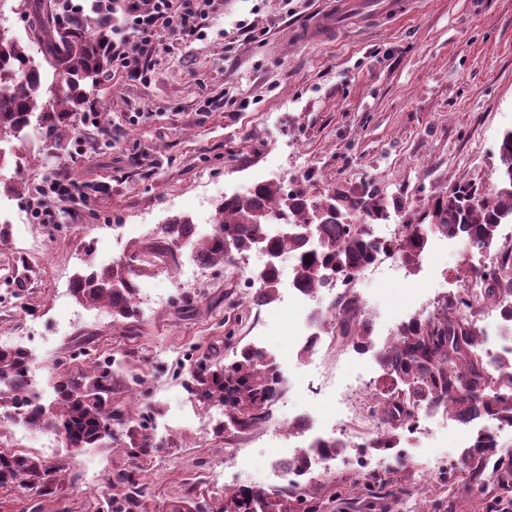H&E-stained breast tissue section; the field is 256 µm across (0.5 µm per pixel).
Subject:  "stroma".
I'll use <instances>...</instances> for the list:
<instances>
[{
	"mask_svg": "<svg viewBox=\"0 0 512 512\" xmlns=\"http://www.w3.org/2000/svg\"><path fill=\"white\" fill-rule=\"evenodd\" d=\"M321 0H216L206 39L163 36L151 57L153 75L139 82L117 72L105 96L111 142L42 164L35 142L5 144L0 181L34 175L47 181L58 171L79 182L108 183L95 202L57 205L59 221L31 222L26 238L0 241V268L21 256L39 255L40 277L18 288L0 280V336H22L32 320L45 327L65 319L55 299L71 286L99 251L126 254L143 224H166L176 215L201 223L224 197L246 194L255 184L302 187L320 196L333 185L378 189L392 223L414 224L434 200L457 182L493 186L497 150L512 131V0H413L409 14L349 25L328 43H302L296 31ZM142 113L129 122L130 113ZM468 245L430 235L419 264L398 280L360 275L355 289L375 342L395 336L405 311L422 302L439 312L459 272ZM263 262L249 256L237 267L218 265L195 282L180 284L165 274L147 282L166 303L143 305L132 319H113L99 308L80 307L66 334L36 350L35 375L44 400L54 397L56 371L81 366L77 350L92 341L99 357L124 360L145 379L144 404L157 408L155 423H168L174 449L148 467L153 512H168L190 492L222 494L239 487L277 489L270 462L310 440L293 422L307 414L315 424L334 418L330 399L314 396L313 379L298 363L293 334L297 315L285 296L254 305L248 286ZM246 345L264 346L289 378L282 406L270 428L246 434H207L205 409L190 401L179 381L211 349L231 362ZM354 398L339 425L344 442L330 472L316 471L302 483L314 498L341 493L336 512H365L352 493L355 482L390 473L404 492L385 500V512H512V433L501 434L499 467H487L482 487L462 482L469 470V434L452 423L440 429L441 411L421 416V432L400 430L397 456L384 467L353 459V447L369 444L377 429L361 416ZM14 450L67 467L62 494L45 501L35 492L0 487V512H96L104 478L99 470L122 464L113 446L73 452L42 448L37 431L7 425L0 439ZM432 475L420 481L419 471Z\"/></svg>",
	"mask_w": 512,
	"mask_h": 512,
	"instance_id": "stroma-1",
	"label": "stroma"
}]
</instances>
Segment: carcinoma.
I'll return each mask as SVG.
<instances>
[{"label":"carcinoma","mask_w":512,"mask_h":512,"mask_svg":"<svg viewBox=\"0 0 512 512\" xmlns=\"http://www.w3.org/2000/svg\"><path fill=\"white\" fill-rule=\"evenodd\" d=\"M34 29L41 32L42 60L34 61L9 32L0 36V143L19 134L31 123L42 130L38 159L52 162L68 152L86 134L82 117L95 112L103 121L109 112L98 100L99 91L112 75V34L117 31L115 10L93 5L90 11L57 0L55 10L33 13ZM49 66L58 78L45 85L42 75ZM498 182L484 193L469 182L454 184L435 199L428 224H407L399 240L380 243L371 239L368 225L388 218V203L367 189L334 188L315 199L301 191L284 192L272 183H258L246 195L224 198L216 207L215 232L195 243L196 258L216 266L232 256L245 258L257 248L281 257H296L294 284L315 296L326 283L325 275L352 277L383 251L406 265L418 262L433 231L446 237L464 236L489 246L498 227L512 223V131L498 147ZM337 214L319 225L310 239L305 235L311 206ZM269 224H290L288 236L269 235ZM185 217H174L162 232L134 243L128 258L109 267L89 266L72 282V292L82 304L102 308L117 319L138 315L133 302L135 283L141 276L169 271L182 263L180 242L192 232ZM468 281L485 288L486 298H512V249L488 268H470ZM257 301L276 299L281 283L278 267L257 278ZM343 344L365 347L371 343L368 322L353 307L334 314ZM481 332L467 318L443 311L426 319L405 323L399 334L377 354L384 375L407 386L404 393L377 408L387 426L372 441L373 448L396 443L395 430L405 427L421 408H444L459 420L483 411L495 420L512 424V362L489 373L480 356ZM32 357L20 345L0 346V416L20 419L36 431H55L66 446L79 451L116 443L131 463L107 474L104 505L96 512H149L151 491L146 465L158 452L149 432L152 414H131L115 395L128 391L133 374L113 361L94 360L87 369L56 377L54 398L46 404L33 389L29 374ZM192 400L203 407L223 410L222 427L238 433L264 427L273 417L274 404L284 391L281 366L264 351L241 348L228 364L196 361L183 377ZM495 440L484 436L468 451L474 462L468 483L479 482L482 468L497 454ZM62 464L48 465L42 458L20 451L0 453V487L29 485L40 497H55L64 489ZM389 481L360 483L361 491L375 500L393 495ZM297 482L278 490L241 488L220 498L187 494L172 502L170 512H319Z\"/></svg>","instance_id":"carcinoma-1"}]
</instances>
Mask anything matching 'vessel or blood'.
<instances>
[{
	"label": "vessel or blood",
	"instance_id": "1",
	"mask_svg": "<svg viewBox=\"0 0 512 512\" xmlns=\"http://www.w3.org/2000/svg\"><path fill=\"white\" fill-rule=\"evenodd\" d=\"M403 6V0H379L373 8L366 0H329L328 6L298 31L297 38L304 43L329 41L350 21H369L378 16L396 14Z\"/></svg>",
	"mask_w": 512,
	"mask_h": 512
}]
</instances>
